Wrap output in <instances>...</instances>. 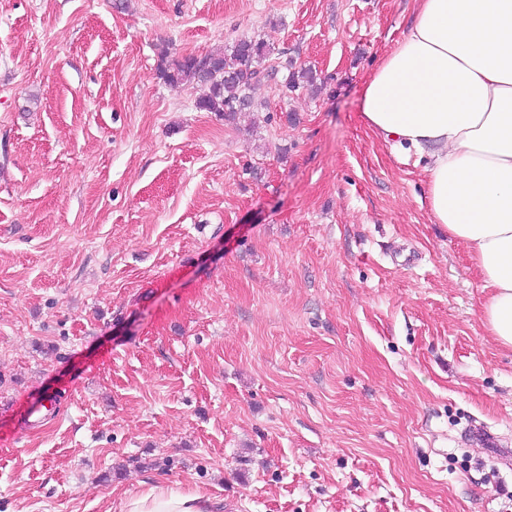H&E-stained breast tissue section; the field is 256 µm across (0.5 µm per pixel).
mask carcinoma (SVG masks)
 <instances>
[{
    "mask_svg": "<svg viewBox=\"0 0 512 512\" xmlns=\"http://www.w3.org/2000/svg\"><path fill=\"white\" fill-rule=\"evenodd\" d=\"M269 53L265 40L243 35L224 52L190 54L172 60L164 55L159 75L172 88L187 83L206 87L207 92L199 97L197 107L215 112L230 122L237 115L252 111L255 104L253 84L275 78L276 69L262 66ZM299 88L317 89L312 69L302 68L281 83L285 94Z\"/></svg>",
    "mask_w": 512,
    "mask_h": 512,
    "instance_id": "obj_1",
    "label": "carcinoma"
}]
</instances>
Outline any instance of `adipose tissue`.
<instances>
[{
    "mask_svg": "<svg viewBox=\"0 0 512 512\" xmlns=\"http://www.w3.org/2000/svg\"><path fill=\"white\" fill-rule=\"evenodd\" d=\"M361 119L424 163L434 223L462 243L488 296L482 321L512 348V0H416L412 24L364 85ZM162 481L116 512H222Z\"/></svg>",
    "mask_w": 512,
    "mask_h": 512,
    "instance_id": "ef3b65f1",
    "label": "adipose tissue"
}]
</instances>
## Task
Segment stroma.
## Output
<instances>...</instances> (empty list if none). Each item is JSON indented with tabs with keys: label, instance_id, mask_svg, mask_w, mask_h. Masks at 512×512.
Returning a JSON list of instances; mask_svg holds the SVG:
<instances>
[{
	"label": "stroma",
	"instance_id": "1",
	"mask_svg": "<svg viewBox=\"0 0 512 512\" xmlns=\"http://www.w3.org/2000/svg\"><path fill=\"white\" fill-rule=\"evenodd\" d=\"M415 0H0V512H512V349L361 92ZM264 39L233 123L161 51ZM309 67L318 92H280ZM224 500L215 501L198 489L174 488L162 481L142 487L121 499L116 512H222Z\"/></svg>",
	"mask_w": 512,
	"mask_h": 512
}]
</instances>
